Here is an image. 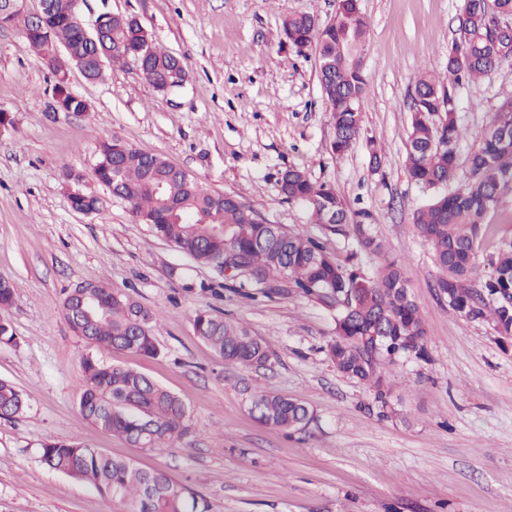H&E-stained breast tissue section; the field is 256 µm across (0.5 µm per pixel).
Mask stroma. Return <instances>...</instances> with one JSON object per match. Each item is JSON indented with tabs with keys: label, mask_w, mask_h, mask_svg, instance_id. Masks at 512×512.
Here are the masks:
<instances>
[{
	"label": "stroma",
	"mask_w": 512,
	"mask_h": 512,
	"mask_svg": "<svg viewBox=\"0 0 512 512\" xmlns=\"http://www.w3.org/2000/svg\"><path fill=\"white\" fill-rule=\"evenodd\" d=\"M462 4L358 0L368 26V94L361 137L341 158L331 148L318 55L298 54L282 34L291 15L329 20L336 0H88L85 17L106 8L136 17L183 61L188 78L165 95L131 63L107 66L94 84L74 75L87 112L56 111L52 73L19 28H0V110L14 121L0 137V278L16 285L5 316L17 336L0 343V380L27 402L22 415L0 419V512H126L123 502L43 464L49 440L166 471L206 498L210 512H512V340L440 299V270L411 222L427 194L404 165L410 95L423 74L443 70ZM510 91L512 61L457 92L467 130L460 165ZM113 135L238 198L263 222L324 241L340 258L350 241L288 202L279 171L300 168L349 210L371 208L381 251L362 254L361 267L371 276L385 260L398 261L426 329L425 360L402 358L392 368L388 409L328 360L335 309L298 295L268 297L253 285L244 294L225 287L214 269L135 223L92 175L101 140ZM68 172L84 175L85 191L98 199L93 213L71 207ZM85 282L109 284L155 312L160 355L77 336L61 302ZM199 310L245 326L266 343L270 362L225 364L194 333ZM89 353L180 397L190 433L160 452L96 430L77 407ZM260 390L299 398L310 420L297 431L260 422L248 405Z\"/></svg>",
	"instance_id": "35a3bbf8"
}]
</instances>
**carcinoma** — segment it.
Instances as JSON below:
<instances>
[{
    "label": "carcinoma",
    "mask_w": 512,
    "mask_h": 512,
    "mask_svg": "<svg viewBox=\"0 0 512 512\" xmlns=\"http://www.w3.org/2000/svg\"><path fill=\"white\" fill-rule=\"evenodd\" d=\"M52 6V42L88 52L73 16L74 0H52ZM507 20L512 21V0H463L459 37L448 49L443 74H426L415 85L405 157L410 179L430 192L414 211L412 224L441 270L438 291L460 316L489 319L504 338L512 336V241L498 246L488 274L476 280L474 270L478 249L497 231L489 215L497 211L504 190L512 188V95L477 138L461 177L457 146L466 131L456 117L454 92L499 68L500 50L512 46ZM282 32L298 52L313 47L319 62L331 64V76L320 85L335 129L332 150L342 157L360 137L361 103L367 95L363 64L351 57L366 51L367 24L357 0H336L327 22L290 16ZM98 48L109 53L112 63L138 61L161 93L176 90L188 77L181 59L156 45L133 16L113 14L112 28ZM95 173L113 198L127 203L137 223L150 225L196 263L214 267L232 254V272L224 280L234 284L244 278L267 294L294 291L336 309V336L327 345V357L338 372L367 385L381 408L387 407L390 367L403 356L425 357L424 320L401 265L387 260L373 277L359 266V252L381 249L369 232L372 211L349 212L332 188L313 182L305 171L285 169L277 184L288 201L306 208L314 223L355 241L343 262L322 242L262 222L236 197L202 187L164 158L141 153L116 136L101 141ZM93 293L104 306L100 313H86L84 296L75 289L62 301L76 335L106 349L159 355L153 312L100 282ZM13 294V284L1 278L0 343L16 340L1 315ZM193 327L227 365L259 366L269 359L264 343L244 326L210 311L197 312ZM82 368L79 409L97 429L157 450L171 447L189 430L181 399L147 375L93 356L84 358ZM24 408L21 392L0 380V418H15ZM250 410L261 422L284 430H296L309 419L302 401L266 391L253 394ZM42 462L112 498L130 501L132 512H209L205 499L188 493L166 472L144 471L78 441L44 444Z\"/></svg>",
    "instance_id": "cac0c4a2"
}]
</instances>
